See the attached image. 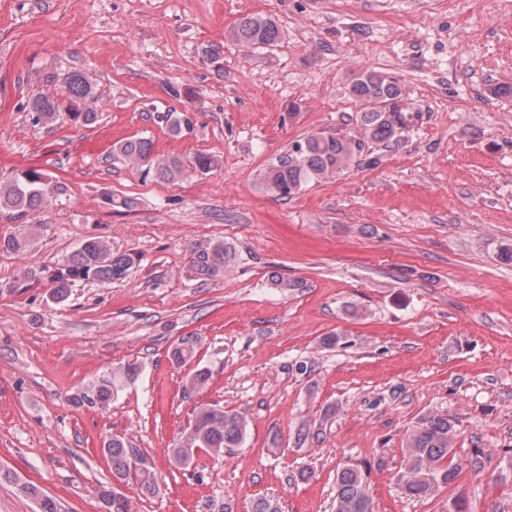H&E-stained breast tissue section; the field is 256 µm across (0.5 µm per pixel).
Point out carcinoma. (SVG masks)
Returning a JSON list of instances; mask_svg holds the SVG:
<instances>
[{"instance_id": "cac0c4a2", "label": "carcinoma", "mask_w": 512, "mask_h": 512, "mask_svg": "<svg viewBox=\"0 0 512 512\" xmlns=\"http://www.w3.org/2000/svg\"><path fill=\"white\" fill-rule=\"evenodd\" d=\"M232 36L248 49H267L279 42L282 32L270 18L247 16L235 25ZM45 82L50 88L27 103L34 124L51 125L62 112L76 123L89 125L97 121L98 112L93 107L96 102L94 82L86 70L78 68L65 75L62 95L52 89L56 76H47ZM348 91L361 106L356 117L359 136L314 132L295 142L264 174L263 182L270 196L289 197L311 182L344 171L357 162L365 143L392 147L400 142L417 108L406 96L398 76L366 69L351 79ZM112 155L143 178L157 183L176 182L186 173L180 158L157 154L152 140L145 137L116 144ZM218 166V160L207 153L198 154L193 161V169L201 174ZM53 197L48 176L39 170H26L11 180H0V210H8L19 218L46 208ZM233 261L230 247L222 240H214L195 250L192 270L198 279L206 281L224 272ZM135 265L136 258L132 254L112 249L103 239H88L69 257L65 270L53 278L51 298L57 304L67 301L72 286L81 280L102 285L121 281ZM195 350V341L184 338L171 348L170 360L177 366L185 365L191 362ZM138 373L139 367L135 363L113 370L112 379L95 388V403L102 409L109 408L123 383L135 379ZM247 426L242 415L226 411L218 404L201 402L193 410L189 427L168 449V455L180 466L192 462L197 448L222 457L226 450L242 446ZM454 440L455 424L446 413L433 412L417 422L406 437L403 470L399 476L400 487L406 496L429 497L457 478L462 463L448 462ZM103 451L116 480L134 481L144 495L155 493L158 481L153 462L131 441L114 435L104 444ZM19 487L37 504L38 512H58L55 499L40 486L21 483ZM99 495L112 507V512H133L129 499L125 496L115 499L111 488L102 487ZM333 508L334 512H373L368 470L349 464L337 472ZM251 512H282V508L278 499L260 496L252 503Z\"/></svg>"}]
</instances>
